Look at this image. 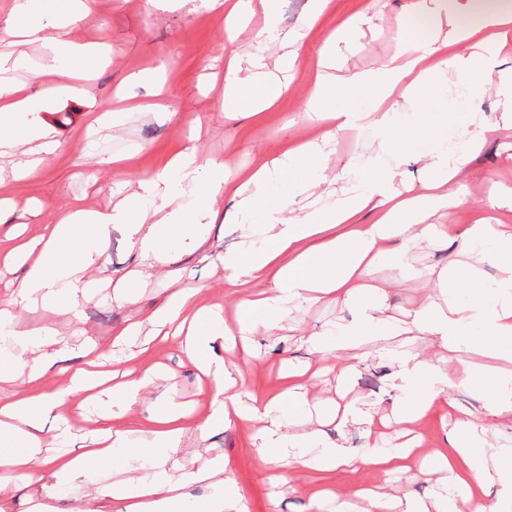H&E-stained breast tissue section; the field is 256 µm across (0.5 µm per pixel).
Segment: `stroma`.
<instances>
[{
  "instance_id": "35a3bbf8",
  "label": "stroma",
  "mask_w": 512,
  "mask_h": 512,
  "mask_svg": "<svg viewBox=\"0 0 512 512\" xmlns=\"http://www.w3.org/2000/svg\"><path fill=\"white\" fill-rule=\"evenodd\" d=\"M410 2L331 0L328 10L307 29L303 21L312 0H277L279 39L261 43L255 38L260 19L231 34L224 27L223 13L206 10L200 0H162L156 7L147 5L146 0H96L92 12L71 28L69 36L78 43L107 44L112 55L89 79L76 80L78 92L70 97L58 96L55 79L38 73L47 45H25L29 66L16 77L47 97L48 110L42 118L51 126L59 146L44 155L32 178L16 181L8 175L0 181V199L10 201L9 209L0 215V250L10 247L9 235L16 225H24L26 236L32 237L78 207L111 211L136 191L139 181L150 178L188 146L196 147L201 159L222 162L227 183L222 215L209 228L207 253L178 247L169 255L166 273L147 276L141 272L137 248L122 229H113L93 272L99 294L81 302L74 316L41 310L22 314L23 328L46 327L77 346L84 337L108 336L127 322L144 317L178 288L197 289L201 304L220 307L224 316H233L235 298L225 288L224 274L213 260L235 250L241 240L242 230L232 216L234 189L276 157L284 144L316 140L330 132L329 125H309L301 119L314 86L313 62L326 40H336V79L375 72L397 52L398 32L410 21ZM356 19L370 20L372 28L366 35L350 30V22ZM291 40L298 57L287 93L261 116L226 114L224 73L229 58L263 57L267 72L272 73L283 53L282 42ZM145 69L153 70V81L137 80V73ZM440 100L438 86H425L418 98L426 106L420 127L399 128L405 151L400 191L419 189L424 174L414 155L425 147L428 135L443 127L452 135L464 130L460 122L441 125ZM476 106L493 131L481 153L466 167L469 196L460 206L434 214L432 223L464 224L487 218L512 225V204L494 206L488 199L490 183L512 189V129L498 125L501 101L495 86H487ZM106 109L119 114L114 126L88 134V127ZM375 275L391 282L387 305L396 317L431 289L429 283L387 264L379 266ZM126 279L136 290V301L120 305L113 302L112 290ZM352 316V310L339 303H321L290 313L285 330L258 337L259 357L242 366L246 392L267 399L283 391L286 383L279 377L280 364L292 359L326 367V374L309 379L308 388L320 399L333 400L340 370L352 362L356 370L350 399L371 406L378 414L390 413L397 396L391 385V352L398 349L400 338L371 340L352 354H321L308 342L309 336L327 323ZM146 359L164 366L168 377L148 390L145 406L129 415L127 424H136L147 414L148 404L172 391L181 400L197 402L199 413L207 412L208 399L199 394L195 373L174 344L155 345ZM253 433V426L242 424L215 430L206 441L208 456L226 458L228 473L248 512H313L311 500L324 489L332 495L324 499L320 512H334L337 498L348 496L353 499L354 512H365L366 502L352 496L357 488H372L388 497L409 493L426 499L443 478L442 473L423 474L414 467L397 477L369 467L329 474L291 467L283 470L285 482L277 486L270 480L273 466L262 461L253 445Z\"/></svg>"
}]
</instances>
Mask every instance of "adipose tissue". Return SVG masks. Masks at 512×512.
Masks as SVG:
<instances>
[{
  "label": "adipose tissue",
  "mask_w": 512,
  "mask_h": 512,
  "mask_svg": "<svg viewBox=\"0 0 512 512\" xmlns=\"http://www.w3.org/2000/svg\"><path fill=\"white\" fill-rule=\"evenodd\" d=\"M71 8L56 14L47 0H14L7 15H0V36L39 41L45 28H55L48 74L70 77L75 70L93 69L100 54L93 47L69 38V29L88 15L94 0H71ZM485 36L469 45L468 29L455 13H447V32L417 44L408 29H401L402 49L371 75H355L349 83L370 88L393 104L385 112H334L330 105L339 84L324 70L335 56L332 47L319 51L315 91L303 119L330 121L345 130L362 125L378 132L377 148L360 154L337 170L348 194L332 210L288 216L289 206L306 193L309 173L324 174L326 153L315 142H303L282 152L252 172L234 193V216L243 231L240 250L225 253L218 262L224 285L241 289L237 312L227 320L212 308L199 305L195 292L177 290L156 308L146 322L152 334L142 332L146 322H133L105 339H85L71 347L65 337L41 329L20 331V313L43 310L75 312L80 300L92 298L97 283L89 276L113 228H122L137 247L149 270L164 266L171 250L183 242L203 249L202 217H217L216 203L224 195V166L201 161L190 152L166 163L154 178L142 180L136 205L120 204L111 212L78 209L57 224L47 225L36 238L22 240L1 262H24L27 269L0 307V336L11 347L0 349V512H38L40 500L59 499L62 490L80 476L94 484L73 512H247L227 474L226 460L211 457L192 469L180 453L186 440L205 442L218 428L251 423L262 459L275 466L292 464L319 472L336 469L354 472L369 465L393 474L414 461L419 437L396 448L380 445L350 448L328 439L324 425L351 423L373 426H411L430 409L445 407L447 390L477 391L484 415L468 413L447 436L448 453L437 460L419 461L421 470H447L448 480L437 497L424 501L405 496L399 512H512V447L490 436L484 417L512 421V229L477 220L462 231L431 223L434 212L458 207L468 189L461 173L482 148L488 127L473 105L484 92L479 84H456L455 115L466 122L458 138L438 135L419 154L425 178L423 192L399 197L392 187L402 176L399 122L411 123L420 88L438 75L489 72L496 56L512 35V6L478 11ZM444 52L439 66L427 58ZM25 54H0V126L28 128L24 141L0 137V157L16 162L12 175H30L41 153L52 152L56 141L41 126H29V116L45 111L42 95L7 79V72L24 68ZM286 89L278 78L258 71L244 72L241 59H232L225 77L224 99L231 111L255 115L273 104ZM373 215L361 223L362 213ZM155 223H148V216ZM460 242L465 262L441 268L418 269L410 257L427 247ZM497 259L495 277L484 278L487 255ZM391 262L401 273L434 283L424 300L403 318L387 313L388 284L375 278V269ZM262 284L260 292L248 289ZM330 299L350 307L352 320L335 322L309 336L319 352L356 349L369 339L390 336H425L439 348L456 352L461 345L498 359L500 367L480 372L469 365L449 371L432 359L403 352L394 358L392 382L400 397L389 416L350 403L311 406L302 382L306 366L288 365L283 376L288 390L263 400L246 396L240 370L227 364L224 352L255 356L257 339L283 330L290 309ZM175 342L195 371L200 389L210 400L205 416L168 394L150 410L145 426L131 428L122 420L143 402L144 389L159 378L158 369L141 370L140 362L155 340ZM75 361L65 387L43 390V380L60 363ZM24 381L25 392L13 385ZM316 412L317 429L295 435L291 424ZM58 420L55 438L66 442L74 426L85 425L82 452L72 458L60 451L46 456L42 438L31 432L32 421L46 414ZM135 462L136 478H116V459ZM497 474L501 489L493 501L477 489ZM202 495H193V487Z\"/></svg>",
  "instance_id": "ef3b65f1"
}]
</instances>
